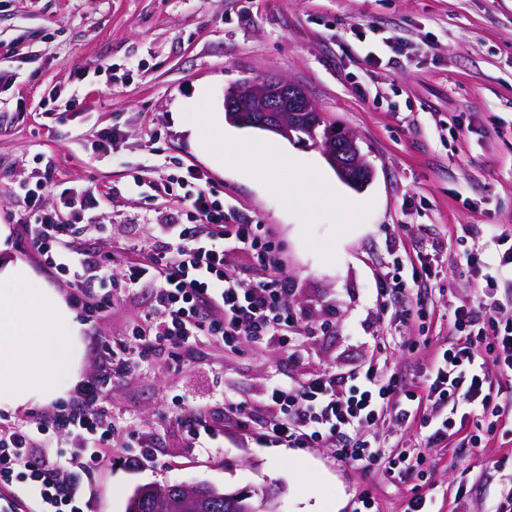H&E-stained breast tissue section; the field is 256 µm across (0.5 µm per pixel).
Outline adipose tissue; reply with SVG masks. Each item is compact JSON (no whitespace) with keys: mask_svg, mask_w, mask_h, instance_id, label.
I'll use <instances>...</instances> for the list:
<instances>
[{"mask_svg":"<svg viewBox=\"0 0 512 512\" xmlns=\"http://www.w3.org/2000/svg\"><path fill=\"white\" fill-rule=\"evenodd\" d=\"M283 193L288 204L323 206L335 188L318 172L294 165ZM82 326L65 300L34 284V273L18 260H0V411L46 404L80 380Z\"/></svg>","mask_w":512,"mask_h":512,"instance_id":"adipose-tissue-1","label":"adipose tissue"}]
</instances>
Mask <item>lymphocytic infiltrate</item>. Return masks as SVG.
<instances>
[{
  "label": "lymphocytic infiltrate",
  "mask_w": 512,
  "mask_h": 512,
  "mask_svg": "<svg viewBox=\"0 0 512 512\" xmlns=\"http://www.w3.org/2000/svg\"><path fill=\"white\" fill-rule=\"evenodd\" d=\"M46 182L25 188L22 203L32 222L21 235L44 263L65 276L69 302L93 323L112 307L115 292L133 296L150 291V305L123 337L95 343L99 365L82 377L68 398L0 424V501L22 512L33 501L36 512H93L83 475L122 452L127 465L150 459L151 441L126 425L114 424L108 396L115 383L166 348L175 361L203 345L236 353L243 345L275 346L289 360H300L296 340L305 312L294 306L282 246L266 224L238 222L232 204L213 190L208 175L194 166L167 175L164 191L176 217L162 224L153 241L117 242L114 265L84 251L89 233L85 214L103 194L95 187L58 186V203L47 206ZM492 260L482 249L462 254L466 268L484 281L475 300L448 308L452 336L429 359L420 391L385 359L370 358L346 372L306 373L267 388L263 415L247 403L224 398L207 407L181 405L176 420L188 447H220L224 430L270 447L329 448L338 465H381L390 476L406 479L448 438L474 427L470 441L483 448L495 438L502 416L498 395L512 385V318L495 297L498 282L512 275V234L492 235ZM390 265L375 273V306L382 319L401 324L421 321L425 309L396 311L394 301L410 281L429 276L423 256H409L399 235L390 237ZM247 258L246 271L230 266L231 255ZM410 277H403V270ZM419 428L413 447L389 449L377 433L380 424ZM60 442L62 461L46 464L40 451Z\"/></svg>",
  "instance_id": "obj_1"
}]
</instances>
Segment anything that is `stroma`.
<instances>
[{"label": "stroma", "instance_id": "1", "mask_svg": "<svg viewBox=\"0 0 512 512\" xmlns=\"http://www.w3.org/2000/svg\"><path fill=\"white\" fill-rule=\"evenodd\" d=\"M393 43L405 54L392 67ZM371 51L379 65L366 63ZM0 68L17 74L0 88V216L21 211L20 185L48 170L61 183L97 184L108 200L88 212L97 231L82 244L108 259L113 242L151 239L170 215L162 179L177 165L199 166L242 218L274 229L292 301L317 329L300 337L298 364L275 346L236 354L206 346L190 364L161 354L124 378L109 397L112 415L147 433L154 455L136 468L116 459L84 477L95 512H125L149 483L268 488L278 512H308L330 493L336 512H349L365 488L380 512H402L428 487L438 512H485L512 490V465L497 466L512 462V445L473 448L461 432L434 452L426 482H399L380 467L337 468L327 448H263L230 428L223 447L200 456L168 417L179 397L259 405L271 379L368 360L385 328L374 269L394 232L411 250L441 247L431 283L395 304L420 302L428 312L388 354L392 368L421 384L430 347L449 336V301L472 300L479 288L461 261L464 229L512 231V0H0ZM267 75L302 86L327 121L357 136L371 182L349 187L320 148L287 140L290 157L335 181L336 201L316 210L286 204L291 167L265 183L242 170L250 141L276 134L229 124L233 145L223 162L211 159L193 127L206 114L223 117L227 88ZM51 99L58 106L49 114ZM111 126L121 143L97 152L98 131ZM149 301L146 290L115 298L84 336H122Z\"/></svg>", "mask_w": 512, "mask_h": 512}]
</instances>
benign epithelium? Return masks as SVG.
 <instances>
[{
  "label": "benign epithelium",
  "instance_id": "7a95c632",
  "mask_svg": "<svg viewBox=\"0 0 512 512\" xmlns=\"http://www.w3.org/2000/svg\"><path fill=\"white\" fill-rule=\"evenodd\" d=\"M224 111L233 113L240 126L292 137V130L314 127L321 114L306 90L279 77L245 78L224 97ZM322 154L349 186L361 188L374 175L358 144V138L343 130L322 145Z\"/></svg>",
  "mask_w": 512,
  "mask_h": 512
}]
</instances>
